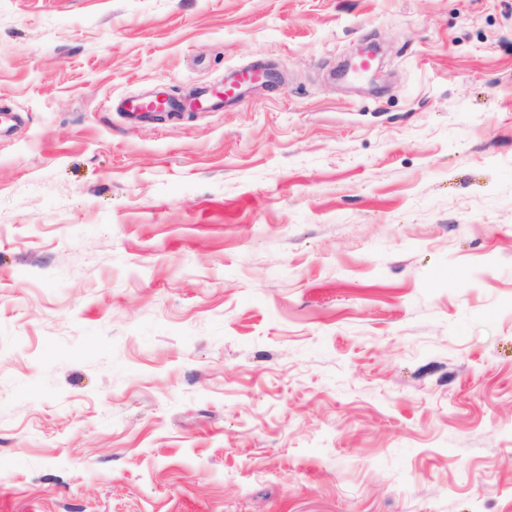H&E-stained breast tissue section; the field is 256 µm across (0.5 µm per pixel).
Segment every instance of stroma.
Here are the masks:
<instances>
[{"mask_svg": "<svg viewBox=\"0 0 512 512\" xmlns=\"http://www.w3.org/2000/svg\"><path fill=\"white\" fill-rule=\"evenodd\" d=\"M1 110L0 512H512V0H0ZM268 72L252 70L239 73L232 80L225 81L222 90L204 89L195 100V106L202 110L218 111L226 105L240 101L247 89L252 85L263 82L268 83Z\"/></svg>", "mask_w": 512, "mask_h": 512, "instance_id": "stroma-1", "label": "stroma"}]
</instances>
